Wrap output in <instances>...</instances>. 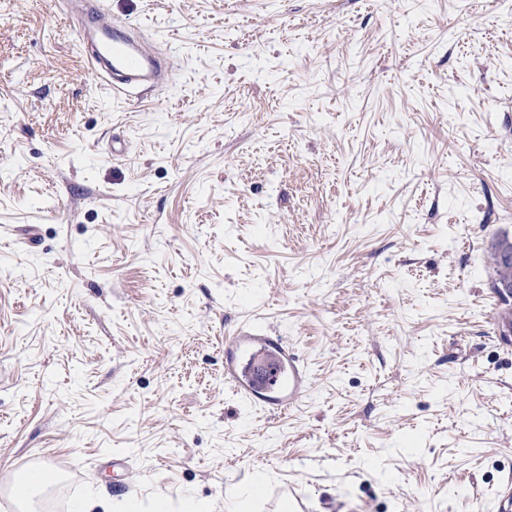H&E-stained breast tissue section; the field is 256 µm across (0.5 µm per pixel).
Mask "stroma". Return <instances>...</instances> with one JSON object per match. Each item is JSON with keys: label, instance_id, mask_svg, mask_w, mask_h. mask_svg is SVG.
I'll return each instance as SVG.
<instances>
[{"label": "stroma", "instance_id": "stroma-1", "mask_svg": "<svg viewBox=\"0 0 512 512\" xmlns=\"http://www.w3.org/2000/svg\"><path fill=\"white\" fill-rule=\"evenodd\" d=\"M110 3L179 54L162 96L0 0V493L37 459V512H496L512 0ZM248 330L307 371L287 412L224 380Z\"/></svg>", "mask_w": 512, "mask_h": 512}]
</instances>
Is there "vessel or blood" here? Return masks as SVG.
Returning <instances> with one entry per match:
<instances>
[{"mask_svg": "<svg viewBox=\"0 0 512 512\" xmlns=\"http://www.w3.org/2000/svg\"><path fill=\"white\" fill-rule=\"evenodd\" d=\"M78 17L77 40L87 51L90 69L113 97L141 98L144 91L166 85L174 72L172 56L137 38L133 26L113 17L104 0H67ZM232 349L248 362H227L225 381L255 403L279 410L307 393V374L297 357L277 339L243 332L229 337Z\"/></svg>", "mask_w": 512, "mask_h": 512, "instance_id": "b4317fda", "label": "vessel or blood"}]
</instances>
